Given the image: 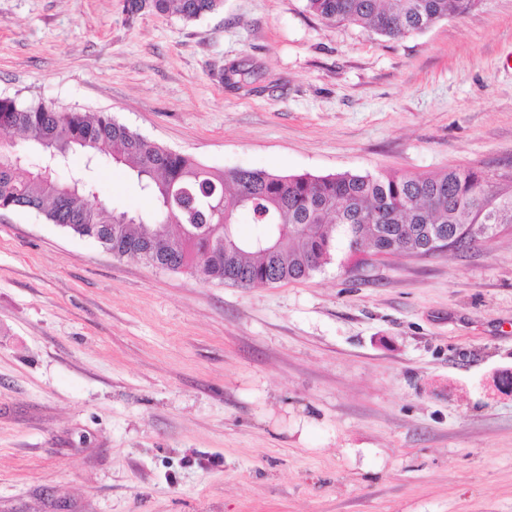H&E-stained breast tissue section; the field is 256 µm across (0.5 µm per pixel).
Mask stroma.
Instances as JSON below:
<instances>
[{
    "label": "stroma",
    "mask_w": 512,
    "mask_h": 512,
    "mask_svg": "<svg viewBox=\"0 0 512 512\" xmlns=\"http://www.w3.org/2000/svg\"><path fill=\"white\" fill-rule=\"evenodd\" d=\"M125 3L0 0V96L218 170L512 174V0L399 40L305 0ZM94 180L152 207L111 159ZM505 370L512 224L242 288L0 211V512H512ZM223 0H128L131 14L139 13L145 6L159 14L176 13L186 21L217 11Z\"/></svg>",
    "instance_id": "35a3bbf8"
}]
</instances>
